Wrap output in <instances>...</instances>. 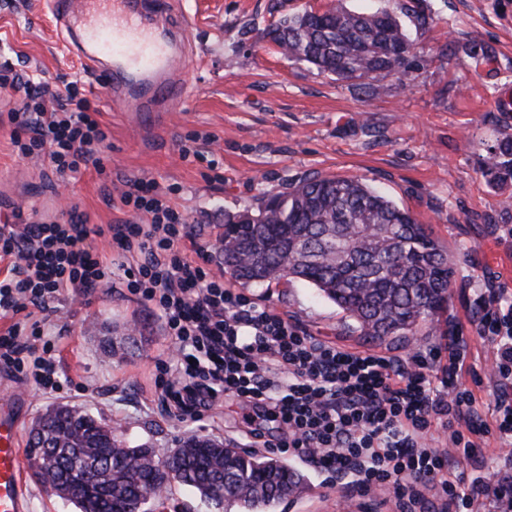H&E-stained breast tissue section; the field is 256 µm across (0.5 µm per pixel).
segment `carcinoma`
Here are the masks:
<instances>
[{"label":"carcinoma","instance_id":"carcinoma-1","mask_svg":"<svg viewBox=\"0 0 512 512\" xmlns=\"http://www.w3.org/2000/svg\"><path fill=\"white\" fill-rule=\"evenodd\" d=\"M431 10L415 5L372 11L336 0L282 16L265 37L289 59L305 61L338 80H358L367 97L376 76L409 72L420 51L411 29L432 26ZM404 49L411 59L401 57ZM497 186L512 183V134L497 139L481 168ZM218 266L244 286L271 282L317 290L349 320L348 331L380 344L416 335L448 303L454 267L448 250L407 208L355 176L313 174L283 191L264 192L243 213L224 214L215 249ZM31 435L32 477L60 489L79 512H125L152 479L193 489L212 512H273L304 488L303 476L277 457L234 443L190 435L160 463L153 446L131 445L85 410L48 408Z\"/></svg>","mask_w":512,"mask_h":512}]
</instances>
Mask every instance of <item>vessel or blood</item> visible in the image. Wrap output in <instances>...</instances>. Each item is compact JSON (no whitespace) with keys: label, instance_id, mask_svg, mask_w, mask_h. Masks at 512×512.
I'll list each match as a JSON object with an SVG mask.
<instances>
[{"label":"vessel or blood","instance_id":"obj_1","mask_svg":"<svg viewBox=\"0 0 512 512\" xmlns=\"http://www.w3.org/2000/svg\"><path fill=\"white\" fill-rule=\"evenodd\" d=\"M51 12L112 105L132 106L141 122L156 124L184 102L188 19L172 0H52ZM0 512H31L17 421L1 406Z\"/></svg>","mask_w":512,"mask_h":512}]
</instances>
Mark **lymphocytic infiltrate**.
Returning a JSON list of instances; mask_svg holds the SVG:
<instances>
[{
    "label": "lymphocytic infiltrate",
    "instance_id": "lymphocytic-infiltrate-1",
    "mask_svg": "<svg viewBox=\"0 0 512 512\" xmlns=\"http://www.w3.org/2000/svg\"><path fill=\"white\" fill-rule=\"evenodd\" d=\"M23 91L8 114L19 155L46 161L62 180L100 166L108 134L77 82L53 94L39 81L0 65V89ZM172 188L154 180L126 182L122 206L135 215L122 224L89 223L76 210L61 219L33 222L23 208L0 225V361L45 394L59 390L60 374L45 327L66 292L88 295L111 281L112 265L86 247L110 237L131 291L160 312L174 352L156 387L209 409L233 395L262 407L284 431L279 445L358 493L392 489L399 512H430L425 487L437 488L447 512H512V482L498 486L450 469L472 459L478 439L497 430L512 438V303L508 288L492 285L482 296L477 330L490 342L496 387L495 426L457 380L465 366L462 337L445 351L397 359L354 352L312 336L212 272L203 248L186 247V213ZM447 357L440 377L430 360Z\"/></svg>",
    "mask_w": 512,
    "mask_h": 512
}]
</instances>
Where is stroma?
<instances>
[{
    "instance_id": "stroma-1",
    "label": "stroma",
    "mask_w": 512,
    "mask_h": 512,
    "mask_svg": "<svg viewBox=\"0 0 512 512\" xmlns=\"http://www.w3.org/2000/svg\"><path fill=\"white\" fill-rule=\"evenodd\" d=\"M330 0H182L189 19L185 103L166 126L145 125L130 108L112 110L76 55L58 42L47 0H0V61L41 80L49 91L78 81L108 132L100 147L102 170L87 169L63 182L40 161L18 156L8 128L0 127V206L23 207L34 221L77 208L93 224L130 219L116 189L153 179L174 189L172 200L188 214L195 240L214 252L225 213L243 211L255 197L278 191L310 172L357 176L414 211L447 247L455 277L446 309L418 335L424 347L441 346L449 329L466 340L463 384L487 423L493 383L484 372L492 349L475 331L477 301L490 279L512 287V186L487 182L481 164L497 138L512 133V0H425L436 18L419 31L417 67L402 78L381 79L365 97L358 82L339 81L314 66L291 61L263 39L281 16L317 9ZM484 45L475 61L465 45ZM447 55H439L440 45ZM190 156L181 157V148ZM258 304L274 308L317 338L354 351L405 357L400 340L373 344L348 335L341 313L315 289L284 283L245 288ZM51 334L64 377L59 391L42 394L16 381L0 364V397L16 399L20 435H28L46 408L88 410L117 427L133 444L150 443L167 454L192 433L237 441L248 407L233 397L202 420L168 415L154 383L174 346L154 305L128 290L122 270L88 298L64 295ZM138 325L135 346L104 353L100 342L121 339ZM476 458L461 462L469 477H512V453L496 435L480 443ZM306 485L277 512H392L388 492L346 491L303 458L281 453Z\"/></svg>"
}]
</instances>
